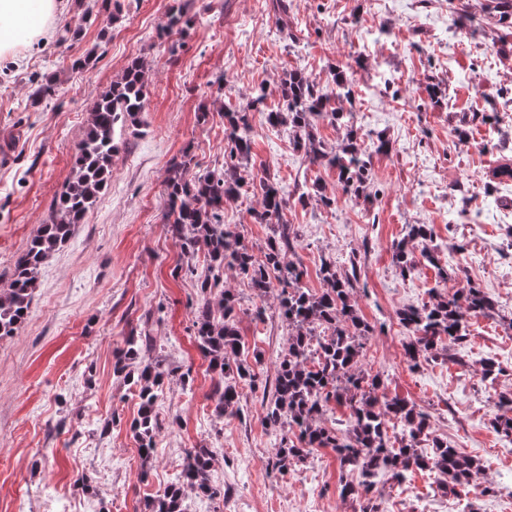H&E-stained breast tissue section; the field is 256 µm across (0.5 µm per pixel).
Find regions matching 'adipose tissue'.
Returning a JSON list of instances; mask_svg holds the SVG:
<instances>
[{"mask_svg": "<svg viewBox=\"0 0 512 512\" xmlns=\"http://www.w3.org/2000/svg\"><path fill=\"white\" fill-rule=\"evenodd\" d=\"M58 10V0H0V57L44 38Z\"/></svg>", "mask_w": 512, "mask_h": 512, "instance_id": "obj_1", "label": "adipose tissue"}]
</instances>
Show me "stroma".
<instances>
[{"instance_id":"stroma-1","label":"stroma","mask_w":512,"mask_h":512,"mask_svg":"<svg viewBox=\"0 0 512 512\" xmlns=\"http://www.w3.org/2000/svg\"><path fill=\"white\" fill-rule=\"evenodd\" d=\"M181 0H120L113 20L85 14L73 0L49 33L18 60L0 58V292L51 204L73 178V154L100 96L132 60L143 62L147 88L135 125L115 128L112 174L69 241L40 268L29 317L0 338V512H143L167 486L189 449L215 456L211 479L224 490L209 500L186 490L185 512H358L342 497L335 453L321 448L287 474L268 464L280 435L265 422L261 392L244 393L242 418L214 414V375L192 326L204 256L187 272L166 222L165 181L173 158L190 153V172L224 167V108L258 87L252 110V161L265 166L288 199L284 221L299 246L304 282L320 290L322 259L356 264L359 312L375 324L362 368L381 375L387 398L422 410L431 436L480 460L492 494L461 499L439 489L440 475L408 474L380 482L385 512H512V450L491 426L501 395L512 393V180L491 181L512 160V28L486 20L487 0H288L280 29L272 0H192L183 32L158 30ZM80 29L58 43L56 31ZM90 58L87 68L74 60ZM301 69L327 86L337 70L355 74L352 100L340 101L362 133L382 136L388 152L372 158L368 198L342 194L334 170L309 164L288 127L268 124L280 107L284 74ZM57 73L56 95L32 104L31 76ZM306 182L320 196L298 201ZM252 197L224 203V221L254 253L272 235L255 223ZM410 224H426L436 263L418 260L400 274L391 245ZM475 284L496 303L468 320L467 339L446 341L435 358L410 369L409 340L397 312L433 292ZM238 300L247 346L272 375L288 341L275 295L263 323L246 280L225 271ZM149 330L157 350L190 370L166 379L157 412L163 423L148 479H140L129 426L139 399L114 373V353L130 330ZM500 367L484 377V361ZM110 433L101 434L104 421ZM87 477L92 492L77 487Z\"/></svg>"}]
</instances>
